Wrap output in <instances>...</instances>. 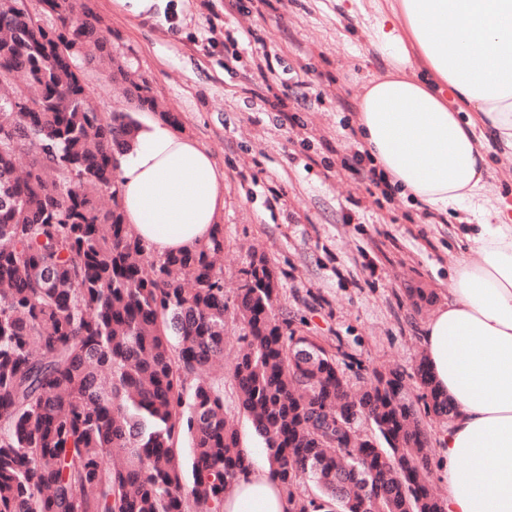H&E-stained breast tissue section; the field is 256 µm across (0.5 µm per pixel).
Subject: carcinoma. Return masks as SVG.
<instances>
[{
	"label": "carcinoma",
	"mask_w": 512,
	"mask_h": 512,
	"mask_svg": "<svg viewBox=\"0 0 512 512\" xmlns=\"http://www.w3.org/2000/svg\"><path fill=\"white\" fill-rule=\"evenodd\" d=\"M19 2L0 0V512H220L246 469L213 376L223 227L158 257L133 234L115 166L131 122L96 112L76 63L78 45L109 55L108 31L91 0H42L50 27ZM105 78L156 109L124 66ZM18 90L27 112L13 109ZM244 274L231 377L288 512H445L423 418L454 406L426 362L411 399L382 395L378 373L354 394L335 357L276 312L275 271L262 261ZM304 343L319 352L305 368Z\"/></svg>",
	"instance_id": "cac0c4a2"
}]
</instances>
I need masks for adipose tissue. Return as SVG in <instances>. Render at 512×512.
Returning <instances> with one entry per match:
<instances>
[{
	"instance_id": "obj_1",
	"label": "adipose tissue",
	"mask_w": 512,
	"mask_h": 512,
	"mask_svg": "<svg viewBox=\"0 0 512 512\" xmlns=\"http://www.w3.org/2000/svg\"><path fill=\"white\" fill-rule=\"evenodd\" d=\"M374 10L389 69L357 93L361 149L419 208L457 219L460 262L421 332L434 383L456 406L438 439L446 512H512V200L485 197L490 145L512 152V0ZM116 159L125 222L155 255L211 236L224 174L204 147L143 112ZM223 512H288V502L269 466L252 464Z\"/></svg>"
}]
</instances>
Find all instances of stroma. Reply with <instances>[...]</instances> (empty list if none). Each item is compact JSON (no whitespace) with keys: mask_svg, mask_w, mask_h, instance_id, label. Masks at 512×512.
<instances>
[{"mask_svg":"<svg viewBox=\"0 0 512 512\" xmlns=\"http://www.w3.org/2000/svg\"><path fill=\"white\" fill-rule=\"evenodd\" d=\"M94 3L112 56L224 172L227 301L243 270L266 260L293 329L335 354L347 380L396 370L417 393L421 329L447 297L460 252L451 225L383 195L370 162L342 165L359 149L356 94L387 68L372 44L371 0H185L141 24L109 0ZM81 74L104 119L134 112L101 70ZM413 289L432 303L414 302Z\"/></svg>","mask_w":512,"mask_h":512,"instance_id":"1","label":"stroma"}]
</instances>
